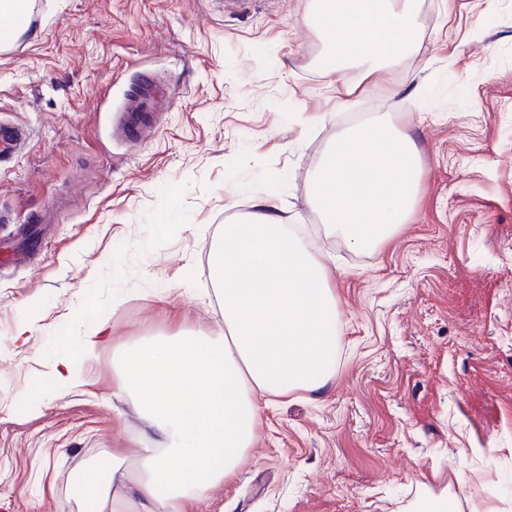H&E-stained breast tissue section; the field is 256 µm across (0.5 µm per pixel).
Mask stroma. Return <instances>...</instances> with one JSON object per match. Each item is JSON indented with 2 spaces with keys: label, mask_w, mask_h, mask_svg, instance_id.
<instances>
[{
  "label": "stroma",
  "mask_w": 512,
  "mask_h": 512,
  "mask_svg": "<svg viewBox=\"0 0 512 512\" xmlns=\"http://www.w3.org/2000/svg\"><path fill=\"white\" fill-rule=\"evenodd\" d=\"M309 0H32L0 48V241L39 216L44 249L0 266V512H86L84 474L134 448L120 348L223 324L210 247L276 198L330 269L339 335L322 392L259 397L256 443L210 512H413L459 485L512 512V0H420L417 45L340 104ZM171 95L141 145L110 117L142 72ZM418 148L413 213L375 249L328 233L308 173L348 125ZM104 325L108 343L82 338ZM78 387L53 380L59 359Z\"/></svg>",
  "instance_id": "35a3bbf8"
}]
</instances>
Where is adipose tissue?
<instances>
[{
	"label": "adipose tissue",
	"mask_w": 512,
	"mask_h": 512,
	"mask_svg": "<svg viewBox=\"0 0 512 512\" xmlns=\"http://www.w3.org/2000/svg\"><path fill=\"white\" fill-rule=\"evenodd\" d=\"M416 0H310L305 24L325 42L327 73H366L410 54ZM275 199L225 225L211 246L224 325L207 336H158L116 367L118 389L152 439L85 474L95 512H200L235 477L260 421L256 393L321 389L333 374L335 297L327 266Z\"/></svg>",
	"instance_id": "obj_1"
}]
</instances>
